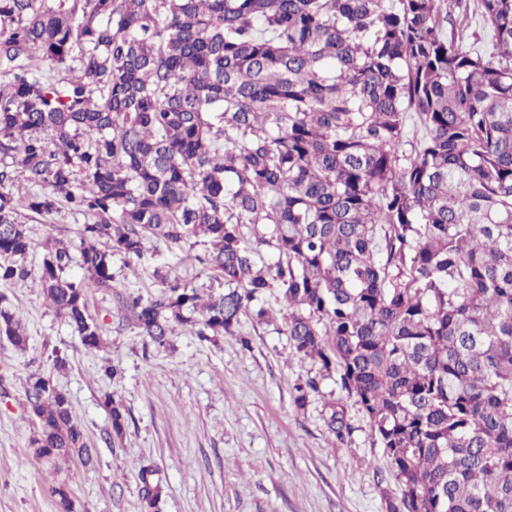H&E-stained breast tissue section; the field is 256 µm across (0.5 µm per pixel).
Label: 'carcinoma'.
<instances>
[{
	"label": "carcinoma",
	"instance_id": "1",
	"mask_svg": "<svg viewBox=\"0 0 512 512\" xmlns=\"http://www.w3.org/2000/svg\"><path fill=\"white\" fill-rule=\"evenodd\" d=\"M63 204L93 223L75 253L47 238L38 276L85 349L112 252L201 243L224 292L156 272L123 300L140 335H232L277 288L294 354L339 375L389 459L388 512H512V0H0L1 282L31 276L19 208ZM3 336L28 345L1 293ZM25 401L35 458L92 462L51 376ZM152 473L141 512L164 509ZM49 493L74 512L66 481Z\"/></svg>",
	"mask_w": 512,
	"mask_h": 512
}]
</instances>
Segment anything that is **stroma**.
<instances>
[{"instance_id": "stroma-1", "label": "stroma", "mask_w": 512, "mask_h": 512, "mask_svg": "<svg viewBox=\"0 0 512 512\" xmlns=\"http://www.w3.org/2000/svg\"><path fill=\"white\" fill-rule=\"evenodd\" d=\"M38 265L46 237L75 244L87 218L68 209L40 217L22 211ZM189 248L149 239L145 255L129 263L112 257L114 287L88 296V310L101 323L102 347L86 350L79 337L44 300L37 278L0 283V293L19 306L29 335L26 352L0 340V512H61L49 493L55 479L71 488L74 512H139L140 463L150 464L162 485L165 512H387L398 491L390 465L368 420L338 375L294 355L277 291L263 303L274 322L246 315L239 332L199 341L178 326L168 345L156 348L127 318L119 301L129 290L155 294L154 270L164 267L181 280L222 292V278L190 258ZM66 360L52 364L53 352ZM112 365L114 379L103 375ZM35 372L50 374L71 401L98 455L94 463L68 460L53 474L30 455L34 422L24 390ZM316 379L318 393L296 409V384ZM122 401L127 426L112 434L106 395ZM344 407L351 432L337 441L325 407Z\"/></svg>"}]
</instances>
